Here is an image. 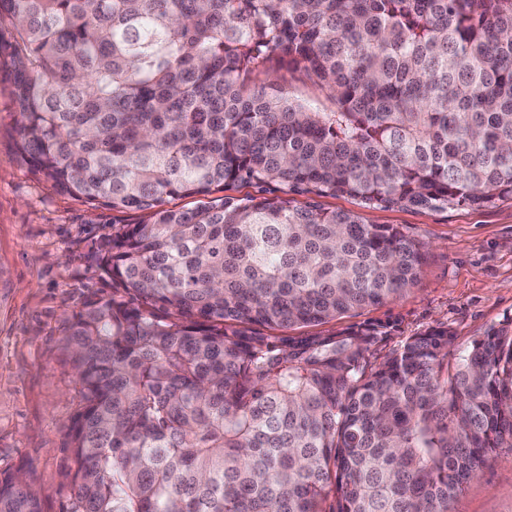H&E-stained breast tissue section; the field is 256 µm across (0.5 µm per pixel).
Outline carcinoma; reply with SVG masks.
Here are the masks:
<instances>
[{
	"label": "carcinoma",
	"instance_id": "obj_1",
	"mask_svg": "<svg viewBox=\"0 0 512 512\" xmlns=\"http://www.w3.org/2000/svg\"><path fill=\"white\" fill-rule=\"evenodd\" d=\"M5 33L22 163L145 214L101 244L137 304L67 337L65 512H451L512 448V322L454 362L444 324L309 331L413 289L424 244L290 197L511 195L512 0H0ZM282 70L329 111L252 81ZM0 512H43L24 473Z\"/></svg>",
	"mask_w": 512,
	"mask_h": 512
}]
</instances>
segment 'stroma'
<instances>
[{
  "label": "stroma",
  "mask_w": 512,
  "mask_h": 512,
  "mask_svg": "<svg viewBox=\"0 0 512 512\" xmlns=\"http://www.w3.org/2000/svg\"><path fill=\"white\" fill-rule=\"evenodd\" d=\"M11 75L0 67V472L26 467L47 512H64L72 465L67 428L78 387L66 338L86 305L125 297L100 267V245L138 211L98 209L55 193L17 154ZM299 203L312 201L298 195ZM368 224H391L426 245L418 284L402 298L336 319L344 328L392 323L391 344L440 323L452 328L456 357L493 325L512 320V195L481 208L380 207L350 197L314 199ZM452 512H512V448L491 454Z\"/></svg>",
  "instance_id": "35a3bbf8"
}]
</instances>
